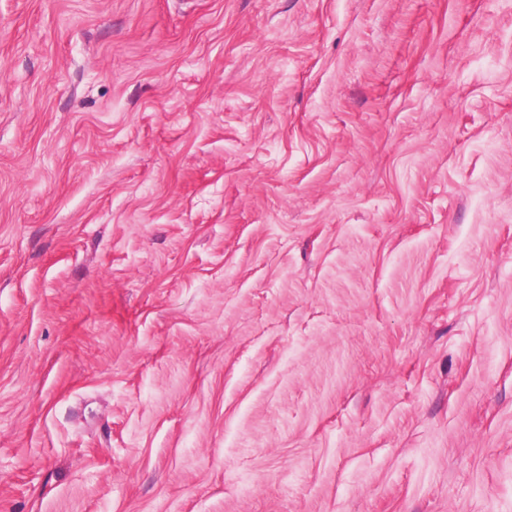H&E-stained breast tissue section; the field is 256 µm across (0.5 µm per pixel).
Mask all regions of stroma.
I'll list each match as a JSON object with an SVG mask.
<instances>
[{
    "instance_id": "obj_1",
    "label": "stroma",
    "mask_w": 512,
    "mask_h": 512,
    "mask_svg": "<svg viewBox=\"0 0 512 512\" xmlns=\"http://www.w3.org/2000/svg\"><path fill=\"white\" fill-rule=\"evenodd\" d=\"M0 512H512V0H0Z\"/></svg>"
}]
</instances>
